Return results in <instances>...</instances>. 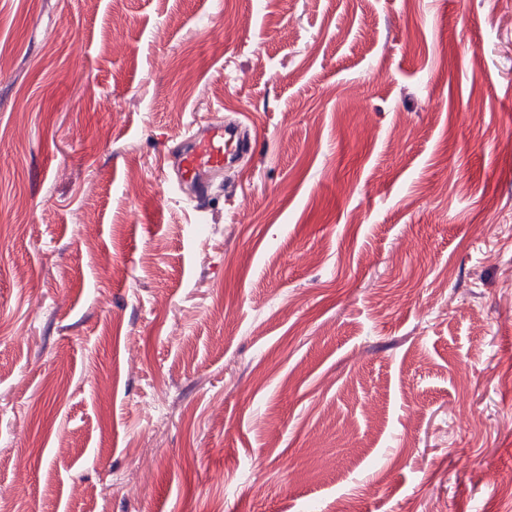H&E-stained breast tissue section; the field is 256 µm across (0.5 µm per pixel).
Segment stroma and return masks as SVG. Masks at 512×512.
Listing matches in <instances>:
<instances>
[{
	"label": "stroma",
	"instance_id": "1",
	"mask_svg": "<svg viewBox=\"0 0 512 512\" xmlns=\"http://www.w3.org/2000/svg\"><path fill=\"white\" fill-rule=\"evenodd\" d=\"M250 151L204 212L168 150ZM512 5L0 0L15 512H507ZM248 137L236 125L222 118L192 131L183 144L170 154V175L173 185L197 202L196 211H203L209 200L213 178L224 171L229 148L245 151Z\"/></svg>",
	"mask_w": 512,
	"mask_h": 512
}]
</instances>
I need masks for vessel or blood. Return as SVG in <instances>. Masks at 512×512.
<instances>
[{
  "label": "vessel or blood",
  "instance_id": "vessel-or-blood-1",
  "mask_svg": "<svg viewBox=\"0 0 512 512\" xmlns=\"http://www.w3.org/2000/svg\"><path fill=\"white\" fill-rule=\"evenodd\" d=\"M248 138L238 126L217 118L208 126L192 131L170 154V175L174 186L204 209L214 177L223 172L230 147L247 149Z\"/></svg>",
  "mask_w": 512,
  "mask_h": 512
}]
</instances>
